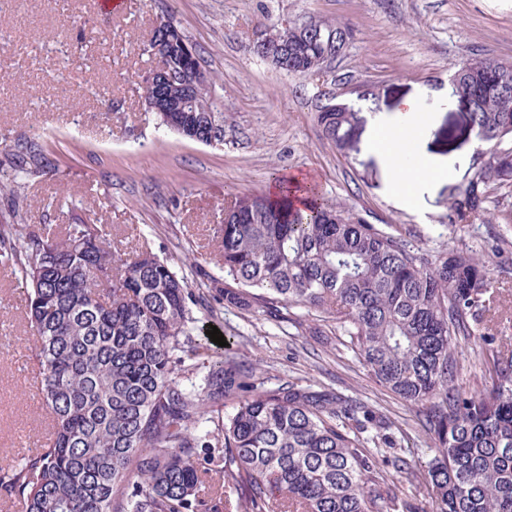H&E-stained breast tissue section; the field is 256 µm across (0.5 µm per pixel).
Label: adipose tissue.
Returning <instances> with one entry per match:
<instances>
[{
    "label": "adipose tissue",
    "mask_w": 512,
    "mask_h": 512,
    "mask_svg": "<svg viewBox=\"0 0 512 512\" xmlns=\"http://www.w3.org/2000/svg\"><path fill=\"white\" fill-rule=\"evenodd\" d=\"M397 111L401 121L399 129L382 124L373 126L368 146L388 163L393 191L410 197L423 184L447 180L451 169L429 155H418L417 150L427 133L429 118L416 100H402Z\"/></svg>",
    "instance_id": "obj_1"
}]
</instances>
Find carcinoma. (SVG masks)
<instances>
[{
    "label": "carcinoma",
    "instance_id": "carcinoma-1",
    "mask_svg": "<svg viewBox=\"0 0 512 512\" xmlns=\"http://www.w3.org/2000/svg\"><path fill=\"white\" fill-rule=\"evenodd\" d=\"M328 46L288 33V58L317 68ZM497 60L470 53L454 65L453 95L478 136L500 149L475 164L452 194L448 221L489 217L491 194L512 188V86L491 79ZM186 137L224 143L210 89ZM357 111L323 105V138L342 151ZM44 159L38 144L9 161L14 176ZM288 184L273 197L232 195L220 225L227 307L269 320L302 306L336 314L368 372L423 408L439 455L424 480L437 512H512V354L492 353L488 373L458 384L457 347L495 349L512 310L495 306L484 255H431L370 224L316 187L300 206ZM0 264L27 288L40 399L53 438L0 473V496L23 512H419L388 485L358 431L390 425L335 389L298 382L267 388L230 353L188 365L196 304L187 280L150 253L127 256L94 224L0 233ZM222 423L213 413L225 403Z\"/></svg>",
    "mask_w": 512,
    "mask_h": 512
}]
</instances>
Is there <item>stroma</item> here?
I'll return each instance as SVG.
<instances>
[{
	"instance_id": "1",
	"label": "stroma",
	"mask_w": 512,
	"mask_h": 512,
	"mask_svg": "<svg viewBox=\"0 0 512 512\" xmlns=\"http://www.w3.org/2000/svg\"><path fill=\"white\" fill-rule=\"evenodd\" d=\"M112 14L97 0H0V226L93 224L112 247L167 260L191 290L223 279L216 234L228 195L269 193L274 177L318 185L369 223L412 239L425 251L463 246L488 255L502 293L512 292V191H498L485 224L448 221L450 191L467 183L480 141L441 91L469 53L512 62V0H121ZM172 15L216 74L224 142L208 145L159 127L140 85L154 66L146 47L157 17ZM325 19L353 37L320 76L289 74L257 55L265 26ZM359 106L351 146L337 151L317 124L325 93ZM417 98L430 117L428 153L454 160L447 181L402 199L387 187L384 163L366 149L371 116L395 122L401 100ZM35 142L47 161L2 189L8 161ZM24 217L15 220V207ZM27 295L0 266V471L17 464L23 439L48 440L39 371L25 319ZM193 337L209 344L217 327L240 360L257 365L266 386L321 384L356 397L388 417L392 448L410 473L391 488L415 491L435 452L420 430L418 407L378 383L344 346L336 319L290 308L285 319L213 304L194 306Z\"/></svg>"
}]
</instances>
